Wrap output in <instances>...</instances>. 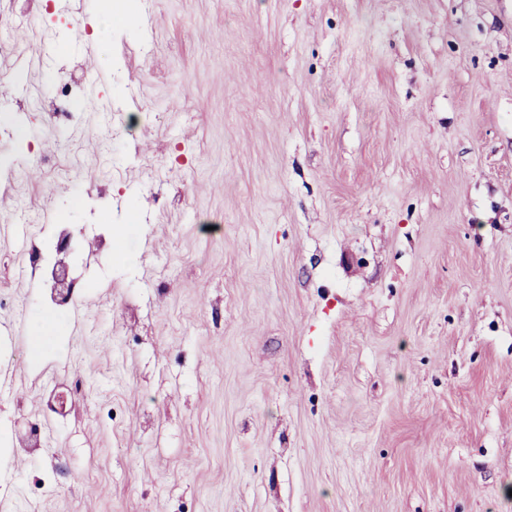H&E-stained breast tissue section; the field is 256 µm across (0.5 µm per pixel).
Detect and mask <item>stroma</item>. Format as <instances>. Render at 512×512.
I'll use <instances>...</instances> for the list:
<instances>
[{
  "mask_svg": "<svg viewBox=\"0 0 512 512\" xmlns=\"http://www.w3.org/2000/svg\"><path fill=\"white\" fill-rule=\"evenodd\" d=\"M106 5L0 0V512H512V0Z\"/></svg>",
  "mask_w": 512,
  "mask_h": 512,
  "instance_id": "1",
  "label": "stroma"
}]
</instances>
